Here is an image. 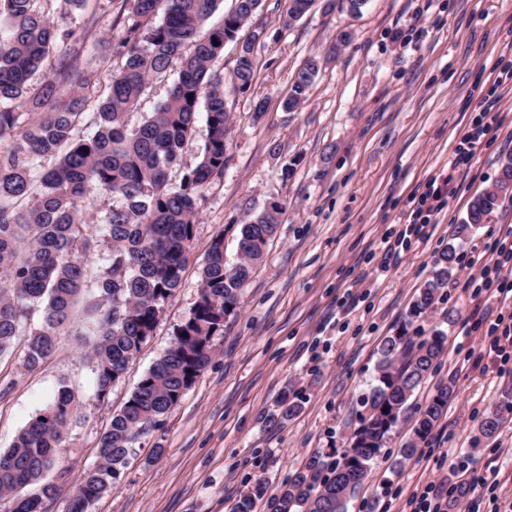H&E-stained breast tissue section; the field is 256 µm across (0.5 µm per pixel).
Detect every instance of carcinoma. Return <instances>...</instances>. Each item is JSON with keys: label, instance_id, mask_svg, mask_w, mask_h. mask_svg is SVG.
Segmentation results:
<instances>
[{"label": "carcinoma", "instance_id": "cac0c4a2", "mask_svg": "<svg viewBox=\"0 0 512 512\" xmlns=\"http://www.w3.org/2000/svg\"><path fill=\"white\" fill-rule=\"evenodd\" d=\"M38 2L0 0V138L9 135L14 141L10 150L0 153V284H6L0 291V356L22 336L26 369L37 368L52 355L85 290L86 261L101 234L110 252L96 280L98 294L84 304L83 336L95 367L97 395L103 398L151 336L164 304L181 285L198 200L224 173L231 112L224 75L214 63L224 44L248 29L231 86L239 95L250 90L256 72L254 44L264 35L258 21L261 0H234L222 24L209 29L205 25L222 0H131L123 63L112 72L103 97L95 95L97 72L67 63L60 68V78L33 81L55 47L73 36L58 29ZM315 2L289 0L288 22L302 18ZM175 60L181 68L167 99L138 127L129 126L128 114L149 82L165 76ZM322 65L319 55L304 61L282 102L284 111L294 112L305 102ZM62 81L68 90L61 89ZM201 104L208 124L201 159L174 186L169 171L193 137ZM21 106L28 111L26 120L17 111ZM89 106L93 111H86ZM48 159L53 161L50 167L43 165ZM92 189L112 197V207L96 230L79 207ZM508 196L512 158L502 162L495 190L473 198L458 226V238L487 223ZM281 214L282 205L276 201L240 225L234 263L224 258V234L213 238L195 305L176 328L165 354L112 414L99 441L97 461L81 473L68 512H87L91 503L112 493L136 440L178 405L184 390L206 368L214 338L224 331V318L235 311L242 288L263 261ZM459 260L453 245L440 254L404 323L381 341L376 384L360 399L358 426L340 457L332 462L311 457L272 494L263 480L251 482L232 512H254L264 499L271 512H348L373 461L442 355L443 332L416 341L409 327L441 298ZM34 304L43 305V314L40 325L31 328L28 313ZM453 394V386L443 385L417 408L415 440L402 448L404 457L419 451V441L439 423ZM297 411V404L285 396L268 422L278 425ZM505 412L512 413L508 393L481 421L483 437L497 432ZM73 416L74 396L62 387L11 447L0 451V500H7L11 512H46L54 490L43 479ZM32 485L41 486L40 492L26 493Z\"/></svg>", "mask_w": 512, "mask_h": 512}]
</instances>
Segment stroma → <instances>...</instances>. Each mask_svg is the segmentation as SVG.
<instances>
[{
  "mask_svg": "<svg viewBox=\"0 0 512 512\" xmlns=\"http://www.w3.org/2000/svg\"><path fill=\"white\" fill-rule=\"evenodd\" d=\"M45 15L74 39L46 59L53 75L60 58L98 69L108 83L120 65L128 0H90L86 10H65L61 0H40ZM288 0H262L263 38L254 45L256 78L234 96L224 173L198 201L195 237L180 288L168 299L152 335L123 377L98 399L95 368L73 317L55 353L35 370L23 366L24 349L0 357V449L66 386L75 415L47 475L56 496L49 512H67L84 468L96 460L98 441L114 412L168 348L199 293V268L212 238L224 236L228 262L247 215L270 200L283 205L278 232L263 262L242 290L236 310L207 367L176 408L136 442L112 493L88 512H230L246 483L263 479L277 490L314 454L338 458L356 426L359 401L375 383L378 346L393 334L452 242L472 198L492 189L500 163L512 157V84L501 88L499 123L471 162L449 173L448 158L471 123L492 66L512 54V0H367L359 13L344 0H316L289 21ZM353 39L337 57V35ZM326 60L308 98L283 111L291 78L313 54ZM265 100L255 116L253 104ZM442 183L446 203L421 241L379 269L384 234L401 229L413 196ZM445 289L432 310L411 327L420 337L444 331L441 363L412 398L427 402L439 386L454 394L430 448L463 449L466 463L500 470L498 505L512 506V414L493 438L479 436L484 414L512 393V370L484 358L468 372L459 366L479 340L461 341L459 325L475 305L462 287ZM487 318L497 301L479 305ZM299 404L279 426L267 419L282 393ZM413 423L400 424L375 460L371 477L348 512H401L395 490L444 480L448 469L399 450L413 439Z\"/></svg>",
  "mask_w": 512,
  "mask_h": 512,
  "instance_id": "stroma-1",
  "label": "stroma"
}]
</instances>
